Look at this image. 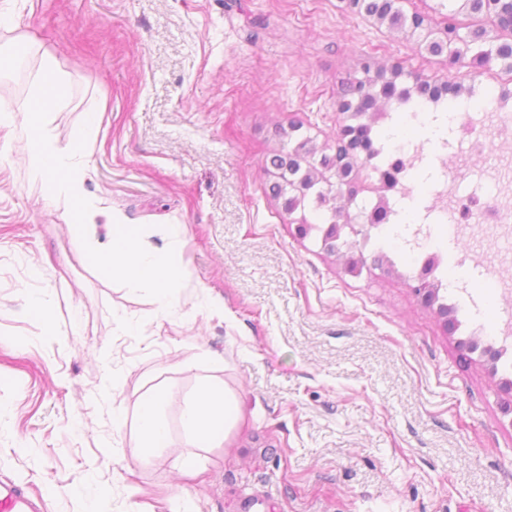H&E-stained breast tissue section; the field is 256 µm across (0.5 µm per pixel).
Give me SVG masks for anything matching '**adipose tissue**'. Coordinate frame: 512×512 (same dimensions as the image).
<instances>
[{"instance_id": "ef3b65f1", "label": "adipose tissue", "mask_w": 512, "mask_h": 512, "mask_svg": "<svg viewBox=\"0 0 512 512\" xmlns=\"http://www.w3.org/2000/svg\"><path fill=\"white\" fill-rule=\"evenodd\" d=\"M167 404V392L154 388L143 395L137 406L142 459L154 458L172 445ZM180 422L182 447L210 450L229 444L244 423L240 396L226 381L207 379L185 397Z\"/></svg>"}]
</instances>
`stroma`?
Wrapping results in <instances>:
<instances>
[{
  "instance_id": "obj_1",
  "label": "stroma",
  "mask_w": 512,
  "mask_h": 512,
  "mask_svg": "<svg viewBox=\"0 0 512 512\" xmlns=\"http://www.w3.org/2000/svg\"><path fill=\"white\" fill-rule=\"evenodd\" d=\"M13 29L39 48L0 75V99L26 98L42 52L70 79L48 134L67 145L86 113L102 114L84 189L166 243L182 224L188 286L157 315L151 297L102 277L62 209L27 173L22 130L0 131V480L41 497L46 512H111L203 483L174 512H512V414L485 353L460 348L411 289L412 256L393 271L346 274L315 237H300L268 186V155L291 124L318 143L343 116L341 80L362 59L430 83L482 82L343 0H11ZM445 249L482 259L464 269L477 321L504 324L512 296V226L433 227ZM50 300L51 317L29 300ZM224 301L225 315L209 309ZM139 323L127 333L124 320ZM119 389L102 395L105 374ZM218 377L247 418L230 447L183 448L143 463L141 395L169 394L180 440L183 397ZM124 411L123 430L112 410Z\"/></svg>"
}]
</instances>
